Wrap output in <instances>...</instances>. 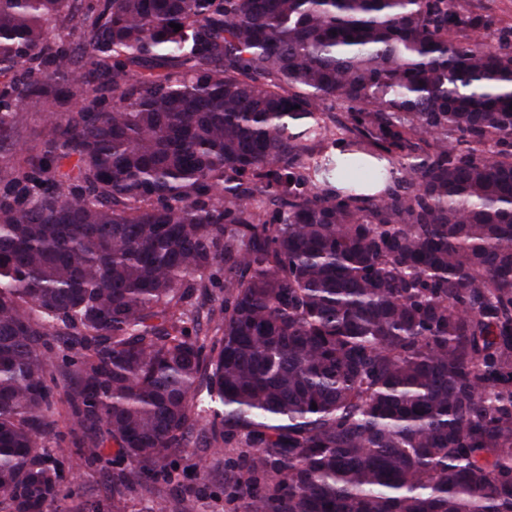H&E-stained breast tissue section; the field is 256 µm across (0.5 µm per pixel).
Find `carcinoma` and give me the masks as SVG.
Returning a JSON list of instances; mask_svg holds the SVG:
<instances>
[{
  "instance_id": "cac0c4a2",
  "label": "carcinoma",
  "mask_w": 512,
  "mask_h": 512,
  "mask_svg": "<svg viewBox=\"0 0 512 512\" xmlns=\"http://www.w3.org/2000/svg\"><path fill=\"white\" fill-rule=\"evenodd\" d=\"M495 24L465 0H0V156L46 114L0 168V512L76 498L54 382L84 462L115 465L75 512H127L204 417L245 449L247 512H512Z\"/></svg>"
}]
</instances>
